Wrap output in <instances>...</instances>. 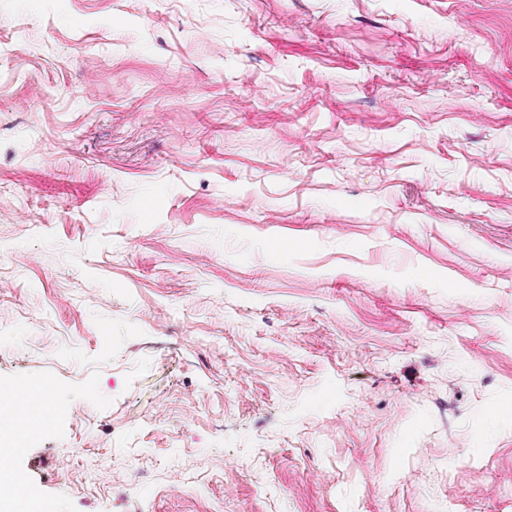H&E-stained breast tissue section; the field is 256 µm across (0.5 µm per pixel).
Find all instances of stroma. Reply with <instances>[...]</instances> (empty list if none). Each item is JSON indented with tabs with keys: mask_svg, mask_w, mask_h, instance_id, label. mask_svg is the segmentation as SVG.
Instances as JSON below:
<instances>
[{
	"mask_svg": "<svg viewBox=\"0 0 512 512\" xmlns=\"http://www.w3.org/2000/svg\"><path fill=\"white\" fill-rule=\"evenodd\" d=\"M48 512H512V0H0V381ZM52 386L51 383L44 381L39 390L33 391L24 380L1 383L0 402L12 409L18 417L32 416L49 395Z\"/></svg>",
	"mask_w": 512,
	"mask_h": 512,
	"instance_id": "stroma-1",
	"label": "stroma"
}]
</instances>
